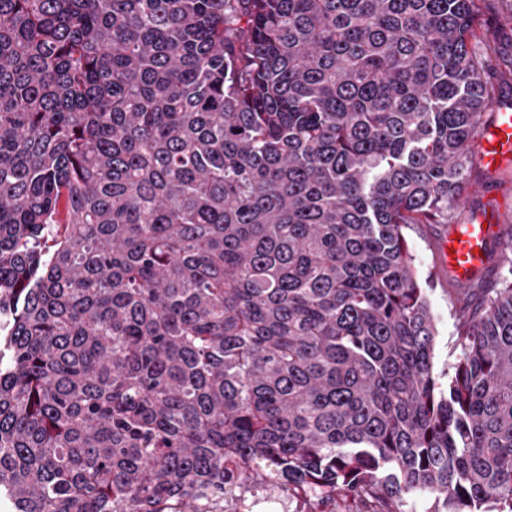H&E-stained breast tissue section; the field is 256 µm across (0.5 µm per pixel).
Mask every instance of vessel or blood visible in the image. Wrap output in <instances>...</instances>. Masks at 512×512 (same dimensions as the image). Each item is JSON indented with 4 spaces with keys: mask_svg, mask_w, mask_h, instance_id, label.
<instances>
[{
    "mask_svg": "<svg viewBox=\"0 0 512 512\" xmlns=\"http://www.w3.org/2000/svg\"><path fill=\"white\" fill-rule=\"evenodd\" d=\"M479 164L495 174L512 165V105L502 104L486 126L477 154ZM512 234V215L495 211L485 220L454 226L438 245V256L450 275L467 282L476 270L488 264L492 242L506 240Z\"/></svg>",
    "mask_w": 512,
    "mask_h": 512,
    "instance_id": "b4317fda",
    "label": "vessel or blood"
}]
</instances>
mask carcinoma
<instances>
[{
	"label": "carcinoma",
	"instance_id": "cac0c4a2",
	"mask_svg": "<svg viewBox=\"0 0 512 512\" xmlns=\"http://www.w3.org/2000/svg\"><path fill=\"white\" fill-rule=\"evenodd\" d=\"M486 0H0V499L512 512V270L405 230L490 176Z\"/></svg>",
	"mask_w": 512,
	"mask_h": 512
}]
</instances>
